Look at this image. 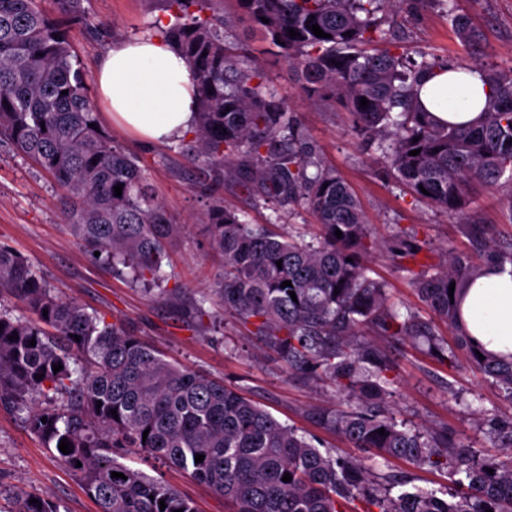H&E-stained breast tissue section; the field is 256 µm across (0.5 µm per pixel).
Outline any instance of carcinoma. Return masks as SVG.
Segmentation results:
<instances>
[{"instance_id": "1", "label": "carcinoma", "mask_w": 512, "mask_h": 512, "mask_svg": "<svg viewBox=\"0 0 512 512\" xmlns=\"http://www.w3.org/2000/svg\"><path fill=\"white\" fill-rule=\"evenodd\" d=\"M53 2L54 13L45 0H0V142L53 178L65 223L89 258L179 307L187 322L209 321L214 335L223 333L224 317L206 304L218 301L290 369L355 400L348 410H319V422L354 448L445 472L452 489L446 499L423 491L392 495L399 481L373 473L358 458L322 453L224 380L165 359L125 325L62 297L5 245L0 301L20 303L36 320L0 305V408L58 452L98 512H196L175 487L121 462L130 451L207 485L230 512H512V418L484 422L488 434L509 439L497 461L477 456L446 431L408 428L387 409L393 363L379 346L359 339L362 328L421 340L450 365L455 353L431 323L412 311L401 316L388 303L386 283L367 275L376 241L356 195L315 156L288 93L273 86L251 45L232 33L237 22L248 21L267 51L300 72L307 99L343 107L354 134L382 151L389 171L416 199L454 215L476 190L492 192L512 172V70L481 61L458 65L479 69L492 97L479 124L439 125L413 100L418 75L438 64L412 65L405 52L390 48L367 50L387 40L376 17L385 8L446 9L450 0H165L166 25L147 30L171 40L193 74L199 108L186 151L206 167L201 191L213 198L205 213L209 246L224 267L214 288L187 305L181 289L163 287V262L181 225L147 170L101 128L71 40L73 29L96 25L83 0ZM448 18L463 42L480 46L481 35L466 18ZM314 24L329 37L313 34ZM226 184L267 204L307 208L318 238L307 242L273 224L241 221L214 197ZM506 261L512 252L489 243L475 258L451 252L443 264H420L411 275L470 363L512 402V358L485 352L479 359L458 320L467 283L487 265ZM287 280L291 285L281 287ZM58 363L63 369L55 373ZM64 438L69 454L59 452ZM197 454L204 460L195 462ZM286 472L289 482L282 481ZM33 498L13 493L8 512H60L58 503L40 496L34 504Z\"/></svg>"}]
</instances>
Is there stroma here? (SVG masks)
Segmentation results:
<instances>
[{"label":"stroma","instance_id":"stroma-1","mask_svg":"<svg viewBox=\"0 0 512 512\" xmlns=\"http://www.w3.org/2000/svg\"><path fill=\"white\" fill-rule=\"evenodd\" d=\"M99 33L74 29L72 39L86 71H94L114 42L142 35L147 25L167 19L164 0H84ZM452 12L466 16L482 35L481 49L489 63L512 68V0H452ZM437 8L404 9L385 14L393 42L414 58L427 61L470 62L473 51L459 39L449 18ZM262 66L281 91L291 92L296 112L313 152L335 168L354 190L373 236L380 247L368 259L370 276L384 280L389 302L399 312L413 311L432 321L446 340L454 335L435 319L420 299L409 270L415 263H436L446 250L476 254L479 237L512 249V192L500 189L475 196L463 214L451 217L415 200L402 183L389 177L380 150L365 147L352 134L346 112L295 96V72L281 58L267 55ZM106 130L150 173L158 197L182 233L169 268L175 283L188 295L211 288L222 268L207 255V225L202 215L208 196L197 187L200 170L179 143L145 145L114 123ZM225 207L250 224H278L283 232L317 233L310 212L303 208L274 211L244 193L224 192ZM407 232L420 252L416 259L399 258L392 246L398 231ZM0 244L34 263L63 296L87 309L121 321L171 359L221 378L234 386L282 424L312 438L318 448L360 458L373 472L396 474L412 486L446 496L444 472L417 468L409 461L382 457L351 447L335 430L317 424L315 410L327 407L332 389L322 381L289 370L277 354L263 348L233 316L224 318V341L188 324L182 314L166 306L122 277L96 265L83 252L64 223L58 191L51 180L9 146H0ZM394 362L391 410L408 426L446 429L467 438L477 454L497 456L500 440L486 437L481 423L488 415L512 417V401L475 371L466 355L455 366L409 342L379 337ZM127 465L163 479L192 500L198 512H225L223 497L181 471L129 453ZM22 490L59 503L62 512H97L94 500L74 476L16 419L0 409V491Z\"/></svg>","mask_w":512,"mask_h":512}]
</instances>
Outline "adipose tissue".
I'll return each mask as SVG.
<instances>
[{"label":"adipose tissue","mask_w":512,"mask_h":512,"mask_svg":"<svg viewBox=\"0 0 512 512\" xmlns=\"http://www.w3.org/2000/svg\"><path fill=\"white\" fill-rule=\"evenodd\" d=\"M93 81L108 118L148 143L172 142L194 130V79L175 46L161 35L112 44L98 62ZM422 107L451 125L479 122L489 87L481 71L444 66L423 74L416 86ZM464 327L476 345L512 355V272L487 265L460 306Z\"/></svg>","instance_id":"1"}]
</instances>
